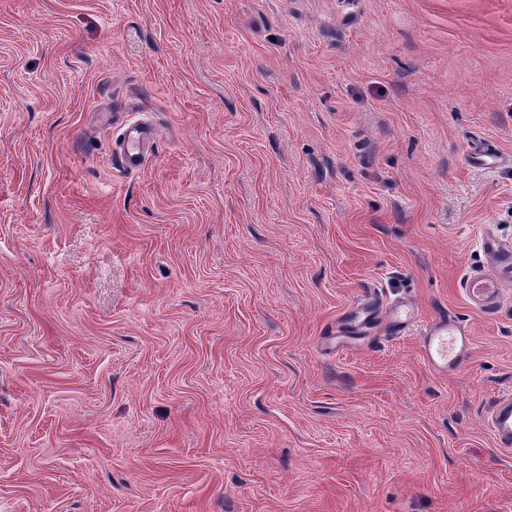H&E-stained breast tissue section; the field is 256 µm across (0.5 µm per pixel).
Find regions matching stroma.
Masks as SVG:
<instances>
[{
	"mask_svg": "<svg viewBox=\"0 0 512 512\" xmlns=\"http://www.w3.org/2000/svg\"><path fill=\"white\" fill-rule=\"evenodd\" d=\"M507 393L512 0H0V512H512ZM369 303V302H368ZM361 304L351 309L341 323V329L337 336H357L369 329L377 327L375 325L378 318H382L381 324L390 329L393 333L402 334L409 329L410 325L416 323L418 319V309L404 302L392 303L383 311L370 307V305ZM471 334L447 315L428 322L421 336V355L424 364L438 373H451L463 360L464 349ZM489 432L496 444L503 448L512 446V398L499 399L491 408Z\"/></svg>",
	"mask_w": 512,
	"mask_h": 512,
	"instance_id": "stroma-1",
	"label": "stroma"
}]
</instances>
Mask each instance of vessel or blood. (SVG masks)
Instances as JSON below:
<instances>
[{"label":"vessel or blood","instance_id":"1","mask_svg":"<svg viewBox=\"0 0 512 512\" xmlns=\"http://www.w3.org/2000/svg\"><path fill=\"white\" fill-rule=\"evenodd\" d=\"M419 312L409 303L396 302L384 311L359 305L351 309L341 323L340 333L357 336L374 328L376 321H383L393 333L402 334L416 323ZM471 341L468 330L456 321L442 315L428 322L421 336V355L424 364L432 371L450 373L463 359V352ZM489 432L496 444L503 448L512 446V398L499 399L491 408Z\"/></svg>","mask_w":512,"mask_h":512}]
</instances>
